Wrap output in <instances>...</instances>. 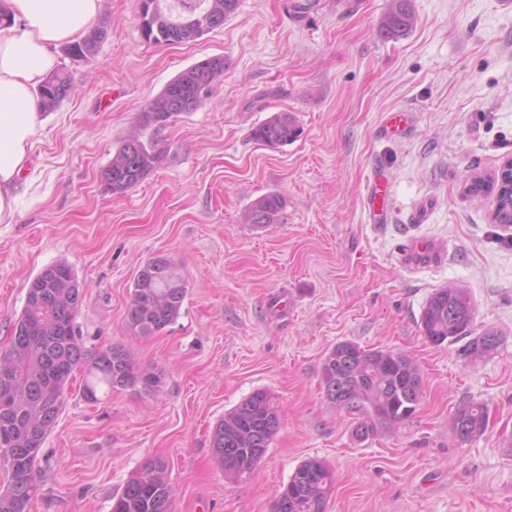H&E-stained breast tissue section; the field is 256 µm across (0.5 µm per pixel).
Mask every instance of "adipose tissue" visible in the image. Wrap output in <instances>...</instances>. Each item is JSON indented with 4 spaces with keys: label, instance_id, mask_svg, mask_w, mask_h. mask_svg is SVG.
<instances>
[{
    "label": "adipose tissue",
    "instance_id": "adipose-tissue-1",
    "mask_svg": "<svg viewBox=\"0 0 512 512\" xmlns=\"http://www.w3.org/2000/svg\"><path fill=\"white\" fill-rule=\"evenodd\" d=\"M0 24V224L15 223L17 188L43 123L36 90L58 65V48L76 41L104 0H5Z\"/></svg>",
    "mask_w": 512,
    "mask_h": 512
}]
</instances>
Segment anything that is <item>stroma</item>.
Listing matches in <instances>:
<instances>
[{
	"label": "stroma",
	"instance_id": "stroma-1",
	"mask_svg": "<svg viewBox=\"0 0 512 512\" xmlns=\"http://www.w3.org/2000/svg\"><path fill=\"white\" fill-rule=\"evenodd\" d=\"M411 3L414 27L398 39L379 29L392 0H239L223 27L161 46L143 40L138 0H107L95 62L60 57L72 92L46 118L16 222L0 224V345L28 282L64 261L83 288L85 346L124 345L163 383L90 402L75 374L30 512H111L148 457L168 463L174 512H273L310 458L334 472L326 512H512V224L465 188L512 157V7ZM216 55L227 66L212 96L159 134L167 164L126 194L105 192L100 173L141 106ZM282 109L300 137L255 141ZM396 110L410 128L390 138L380 129ZM377 167L391 185L384 224L364 205ZM268 193L286 201L279 223H245ZM411 238L441 244V263L402 264ZM159 255L178 262L188 294L176 323L137 336L124 322L129 288ZM442 287L468 290L474 335L500 338L489 356L471 362L459 344L425 338L422 307ZM341 341L416 361L409 420L361 440L358 415L328 405L322 362ZM258 389L274 395L279 431L253 473L225 477L214 427ZM465 401L489 410L469 441L453 430Z\"/></svg>",
	"mask_w": 512,
	"mask_h": 512
}]
</instances>
